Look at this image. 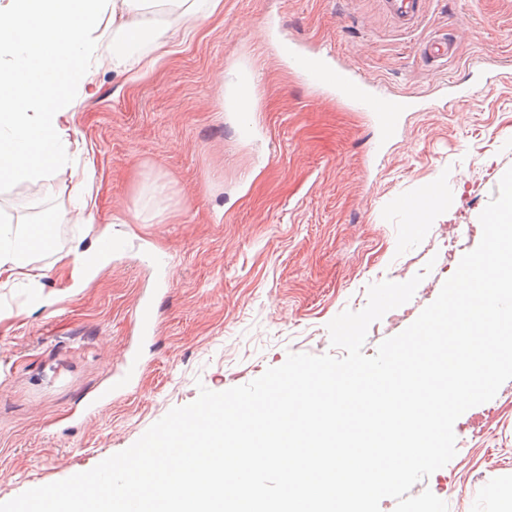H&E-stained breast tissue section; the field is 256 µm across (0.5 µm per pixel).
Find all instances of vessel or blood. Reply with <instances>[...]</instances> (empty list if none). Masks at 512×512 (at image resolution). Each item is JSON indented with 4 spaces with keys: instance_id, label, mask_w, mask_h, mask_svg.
Returning <instances> with one entry per match:
<instances>
[{
    "instance_id": "1",
    "label": "vessel or blood",
    "mask_w": 512,
    "mask_h": 512,
    "mask_svg": "<svg viewBox=\"0 0 512 512\" xmlns=\"http://www.w3.org/2000/svg\"><path fill=\"white\" fill-rule=\"evenodd\" d=\"M382 2L386 12L406 26L414 24L422 12L423 0ZM288 62L311 85L348 95L358 108L371 113L377 125L378 145H386L395 138L403 113L412 106L410 100L390 95L377 85L359 79L352 68L331 55L308 49L301 44L289 43ZM135 321L140 335L157 334L158 321L151 300L139 303Z\"/></svg>"
}]
</instances>
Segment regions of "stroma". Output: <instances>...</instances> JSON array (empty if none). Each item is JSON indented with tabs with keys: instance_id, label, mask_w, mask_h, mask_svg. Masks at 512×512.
<instances>
[{
	"instance_id": "obj_1",
	"label": "stroma",
	"mask_w": 512,
	"mask_h": 512,
	"mask_svg": "<svg viewBox=\"0 0 512 512\" xmlns=\"http://www.w3.org/2000/svg\"><path fill=\"white\" fill-rule=\"evenodd\" d=\"M223 3L194 27L159 13L166 46L126 73L106 62L111 30L94 32L103 63L61 119L60 163L48 178L0 185L1 219L53 220L56 239L34 258L37 285L0 276V503L92 469L200 388L332 352L328 323L362 310L370 284L423 274L403 318L370 325L363 352L374 355L481 240L479 216L512 167V0H425L408 29L381 0ZM436 36L455 52L434 63L422 47ZM291 40L418 108L376 149L371 114L289 67ZM243 62L256 76L250 139L227 106ZM452 82L476 92L451 98ZM433 181L443 201L415 223L398 202ZM82 183L93 227L73 204ZM104 224L126 249L71 287V250ZM144 296L160 323L151 339L134 322ZM131 351L135 380L105 398ZM454 433L455 457L413 494L431 491L448 512H512V380Z\"/></svg>"
}]
</instances>
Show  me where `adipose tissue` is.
Wrapping results in <instances>:
<instances>
[{
	"instance_id": "obj_1",
	"label": "adipose tissue",
	"mask_w": 512,
	"mask_h": 512,
	"mask_svg": "<svg viewBox=\"0 0 512 512\" xmlns=\"http://www.w3.org/2000/svg\"><path fill=\"white\" fill-rule=\"evenodd\" d=\"M166 7L189 21L219 12L222 0H8L0 5V184L48 177L66 143L58 118L78 96L95 48L90 33L104 14L117 27L112 68L140 64L147 46L162 47L155 14ZM47 225L0 224V275L32 277V256L51 249Z\"/></svg>"
}]
</instances>
